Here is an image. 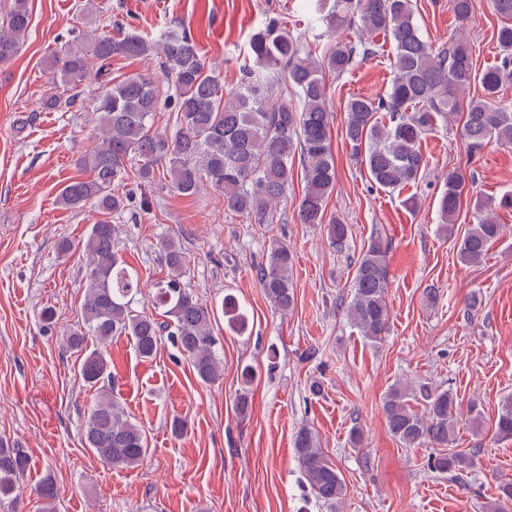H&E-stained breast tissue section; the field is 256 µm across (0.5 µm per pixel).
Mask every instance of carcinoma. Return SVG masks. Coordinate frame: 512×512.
<instances>
[{"mask_svg":"<svg viewBox=\"0 0 512 512\" xmlns=\"http://www.w3.org/2000/svg\"><path fill=\"white\" fill-rule=\"evenodd\" d=\"M473 9L474 0H452V10L462 24ZM354 20L359 24L357 39L335 38L336 29ZM328 24L329 40L309 45L291 34L278 17H265L250 39L253 64L241 67L240 81L230 91L224 90L220 73L184 29L172 30L158 40L133 29L119 37L104 31H74L48 61L63 91L46 94V110L68 112L78 105L84 81L101 84L95 100L98 142L79 160L86 177L67 183L58 201L67 209L90 208L102 215L91 225L83 245L82 321L66 334L65 348L79 353L93 343L80 367L84 383L95 389L83 436L87 447L114 468L139 465L148 448L142 430L114 394L107 359V345L113 338L131 337L138 355L150 359L165 337L206 384L219 380L222 364L212 332L218 309L195 295L191 257L175 239L159 241V262L166 275L154 283L149 295L152 306L165 309L167 319L160 322L146 312L133 313L132 304L141 294L140 279L122 260L116 227L109 217L130 209L134 196L115 194L112 185L130 173L139 184H152L155 167L165 162L168 183L179 194L191 196L211 187L223 193L227 211L251 224H276L298 154L305 182L298 206L300 221L328 223L331 244L345 247L351 235L349 225L335 216L326 218L327 199L336 184V158L324 75L327 71L342 75L376 56L372 36L380 33L391 35L394 43L390 87L378 99L351 98L343 116L344 139L352 154L365 162L375 185L400 190L416 182L426 167L420 140L437 115L463 114L461 134L474 151L491 139L512 145V102L499 96L502 82L512 74V23L499 27L496 34L503 52L500 62L480 74L473 68L460 30L448 33V46L442 49L425 39L411 0H336ZM29 25L28 0H12L0 23V64L17 56ZM117 56H153L165 78L132 75L114 83L110 67ZM475 81L480 82L483 95L462 102ZM158 112L173 113L172 130L154 126ZM465 188L463 174L446 176L438 201L440 223L454 221ZM503 232L492 207L478 206L475 223L458 246L460 261L481 263L489 244ZM387 252L381 239L370 241L357 262L352 298L346 306L347 319L372 344L380 342L390 327ZM292 264L288 245L275 242L267 262L257 269L264 294L283 314L295 304L289 277ZM220 310L229 323L244 329L245 315L233 298L225 297ZM412 399L424 402L423 413L412 408ZM382 409L388 431L407 448L424 443L450 448L462 420L456 396L427 384L397 382ZM496 429L498 435L512 437V396L502 402ZM293 450L310 492L327 507H336L345 495V484L311 427L295 432ZM29 464L25 449L0 443V497L19 487ZM471 464L468 455L452 450L430 459L431 469L456 476ZM36 493L43 500V512H55L58 489L53 480L44 479Z\"/></svg>","mask_w":512,"mask_h":512,"instance_id":"obj_1","label":"carcinoma"}]
</instances>
